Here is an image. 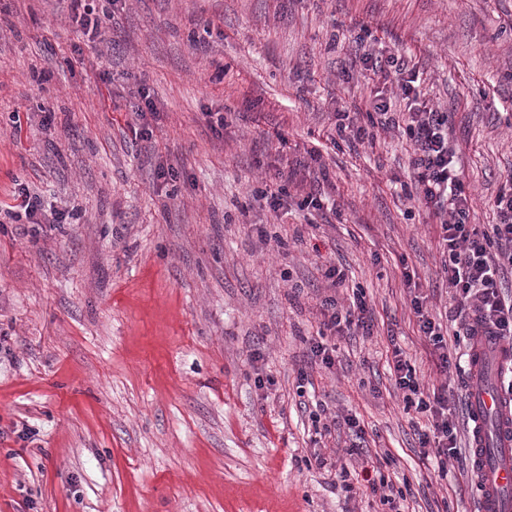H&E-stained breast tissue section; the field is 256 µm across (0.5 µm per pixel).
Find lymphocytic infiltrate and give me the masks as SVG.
<instances>
[{
	"mask_svg": "<svg viewBox=\"0 0 512 512\" xmlns=\"http://www.w3.org/2000/svg\"><path fill=\"white\" fill-rule=\"evenodd\" d=\"M361 61L373 73L391 71L399 77L396 96L404 104L403 111H394L391 103L379 95L370 103L368 120L382 131L404 127L410 139L416 194L432 210L440 226L442 271L457 301L450 318L458 321L471 340L482 336L511 339L512 297L503 293L500 271L503 266H512V178L494 201L497 224L491 231L479 230L470 222L472 200L460 178L456 150L448 136L447 113L421 100L416 71L402 57L366 53ZM411 305L417 317V333L431 361L440 374H447L452 361L441 324L436 323L419 298H412ZM321 314L323 327L332 333H373L374 322L362 291H354L352 307L347 311L339 308L335 297H326ZM389 370L406 407L428 418L427 426L418 434L420 455H434L439 466H446L457 454L453 394L443 383L433 388L431 395H424L416 371L402 349H393Z\"/></svg>",
	"mask_w": 512,
	"mask_h": 512,
	"instance_id": "f902f5d3",
	"label": "lymphocytic infiltrate"
}]
</instances>
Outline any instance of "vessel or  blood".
Wrapping results in <instances>:
<instances>
[{"instance_id":"1","label":"vessel or blood","mask_w":512,"mask_h":512,"mask_svg":"<svg viewBox=\"0 0 512 512\" xmlns=\"http://www.w3.org/2000/svg\"><path fill=\"white\" fill-rule=\"evenodd\" d=\"M479 359L490 372L512 362V343L481 337ZM475 431V463L480 486L479 512H512V409L494 384L475 380L467 398Z\"/></svg>"}]
</instances>
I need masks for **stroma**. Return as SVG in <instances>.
<instances>
[{"instance_id":"1","label":"stroma","mask_w":512,"mask_h":512,"mask_svg":"<svg viewBox=\"0 0 512 512\" xmlns=\"http://www.w3.org/2000/svg\"><path fill=\"white\" fill-rule=\"evenodd\" d=\"M94 6L91 38L56 0H0V512H374L335 483L348 415L411 512H475L468 431L439 475L388 368L397 344L425 391L466 392L421 350L401 277L434 315L453 305L436 220L405 195L410 140L356 138L397 77L349 59L361 45L420 72L489 226L512 176V0ZM299 160L301 180L326 169L336 218L279 178ZM22 185L66 220L8 214ZM282 186L278 211L255 198ZM331 268L340 306L364 289L373 336L320 335ZM317 337L333 368L311 360Z\"/></svg>"}]
</instances>
